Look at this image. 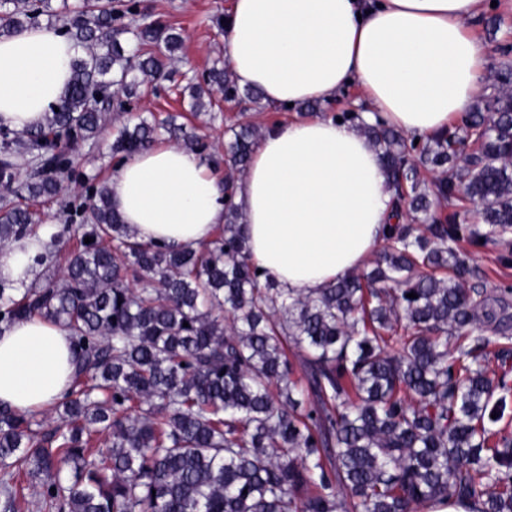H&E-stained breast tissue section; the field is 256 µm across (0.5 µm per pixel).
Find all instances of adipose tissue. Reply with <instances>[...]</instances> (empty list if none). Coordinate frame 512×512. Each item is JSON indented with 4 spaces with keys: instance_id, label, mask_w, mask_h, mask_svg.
Segmentation results:
<instances>
[{
    "instance_id": "ef3b65f1",
    "label": "adipose tissue",
    "mask_w": 512,
    "mask_h": 512,
    "mask_svg": "<svg viewBox=\"0 0 512 512\" xmlns=\"http://www.w3.org/2000/svg\"><path fill=\"white\" fill-rule=\"evenodd\" d=\"M483 0H231L224 57L240 87L273 108L334 101L357 87L364 118L430 137L459 121L484 88L483 48L468 26ZM75 44L43 24L0 36V125L42 123L70 81ZM113 208L144 242L198 249L224 222L222 184L207 159L161 144L116 166ZM393 192L378 153L330 116L270 127L235 197L253 262L306 296L359 271L382 244ZM38 238L0 248V278L28 285ZM68 331L35 317L0 330V405L53 408L70 387Z\"/></svg>"
}]
</instances>
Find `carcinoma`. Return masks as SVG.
I'll list each match as a JSON object with an SVG mask.
<instances>
[{
	"label": "carcinoma",
	"instance_id": "carcinoma-1",
	"mask_svg": "<svg viewBox=\"0 0 512 512\" xmlns=\"http://www.w3.org/2000/svg\"><path fill=\"white\" fill-rule=\"evenodd\" d=\"M43 21L80 53L59 111L0 131V185L14 195L0 202V246L41 223L27 201L58 199L50 167L86 185L80 201L60 202L79 244L41 285L0 279V329L36 316L67 329L72 382L49 432L0 406V512H21L33 480L52 512H424L465 501L512 512V368L488 376L492 340L474 335L512 341V288L493 298L466 287L460 246L512 234V66L431 138L338 114L379 149L401 221L369 273L293 297L257 273L232 201L215 241L173 249L137 240L108 187L64 168L66 147L98 139L110 108L171 80L176 27L141 0H0V36ZM174 89L196 115L206 93L257 100L222 60ZM178 118L123 125L112 154L122 161L163 136L205 148ZM264 131L225 127L224 191Z\"/></svg>",
	"mask_w": 512,
	"mask_h": 512
}]
</instances>
